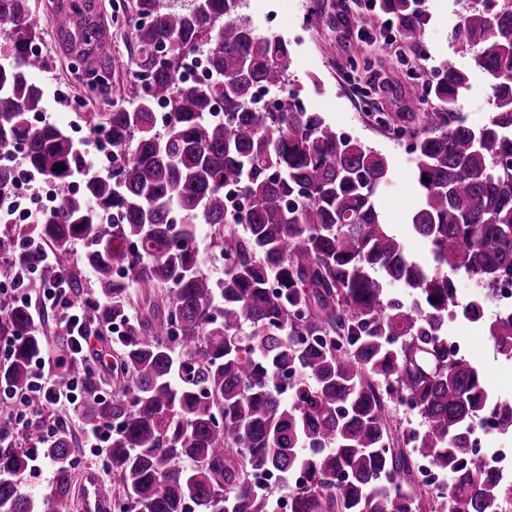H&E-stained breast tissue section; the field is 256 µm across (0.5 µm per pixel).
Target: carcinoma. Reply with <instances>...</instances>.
I'll return each instance as SVG.
<instances>
[{
    "instance_id": "1",
    "label": "carcinoma",
    "mask_w": 512,
    "mask_h": 512,
    "mask_svg": "<svg viewBox=\"0 0 512 512\" xmlns=\"http://www.w3.org/2000/svg\"><path fill=\"white\" fill-rule=\"evenodd\" d=\"M417 2L379 0L360 24L373 28L385 15L422 51L426 16ZM243 6L137 0L131 103L88 115L90 133L112 143L115 164L85 174L72 193L74 173L86 169L83 151L57 125L29 121L44 111L43 89L31 81L46 68L30 50L41 25L31 0H0V151L18 148L31 170L62 188L55 210L24 233L59 257L83 242L91 286L59 262L53 270L89 299L91 326L115 328L120 351L123 381L112 399L100 396L96 371L82 375V414L116 426L103 491H119L116 512H186L190 503L196 512H271L272 495L253 472L302 471L306 485L291 492V512H410L401 500L412 494L427 512L430 492L412 482L425 458L451 477L446 497L458 512H502L506 489L471 460L468 435L484 411L512 434V399L491 401L476 364L448 348V310L459 274L485 300L512 279V0H482L455 36L492 86V117L480 128L466 124L457 106L468 76L446 64L427 87L437 106L420 111L413 132L421 200L409 220L430 245L431 266L409 255L380 211L392 176L386 156L297 103L253 109L256 90L288 80L291 48L257 33ZM107 38L88 24L75 41ZM198 51L211 75L187 86L185 60ZM79 63L102 89L106 74L129 69L118 57ZM159 102L171 114L162 129ZM228 182L244 190L245 210L226 205ZM108 213L110 224L100 220ZM199 224L214 228L229 260L220 282L201 269ZM16 231L0 229V280L15 278L35 296L44 264L38 250L19 248ZM394 283L408 299L389 296ZM30 315L0 293V337L15 340L0 377L24 393L30 359L44 346ZM52 332L63 388L74 375L70 330L58 319ZM487 332L496 351L512 356V319L490 321ZM291 370L298 379L286 392L279 378ZM405 396L423 427L397 437L390 409ZM71 450L66 429L41 449L59 477L40 504L22 489L27 455L0 452V512H70Z\"/></svg>"
}]
</instances>
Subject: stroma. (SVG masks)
Listing matches in <instances>:
<instances>
[{
    "label": "stroma",
    "instance_id": "stroma-1",
    "mask_svg": "<svg viewBox=\"0 0 512 512\" xmlns=\"http://www.w3.org/2000/svg\"><path fill=\"white\" fill-rule=\"evenodd\" d=\"M122 17H114L111 0H97L98 13L112 38L101 58L136 56V30L126 21L135 11V0H120ZM353 0H247L243 10L258 33L276 34L292 46L290 82L299 88L309 111L319 113L336 129L385 155L394 175L380 194V207L393 232L408 253L420 261L431 259L429 247L416 235L409 215L419 200L414 177V155L394 139L395 128L407 131L418 126L411 100L409 72L419 56L382 34H358L356 25L342 18ZM469 7L468 0H423L427 17L425 42L429 53L467 71L469 89L458 105L472 127L484 125L495 110L494 93L470 56L458 53L455 30ZM42 54L49 67L35 77L46 92V110L53 123L65 126L74 140L88 134L85 117L101 111L104 102L126 105L130 76L112 74L108 95H99L89 77L75 72L69 55L59 51L51 25L39 35ZM456 332L472 338L474 360L487 384L512 389V372L505 370L483 329L460 321Z\"/></svg>",
    "mask_w": 512,
    "mask_h": 512
}]
</instances>
